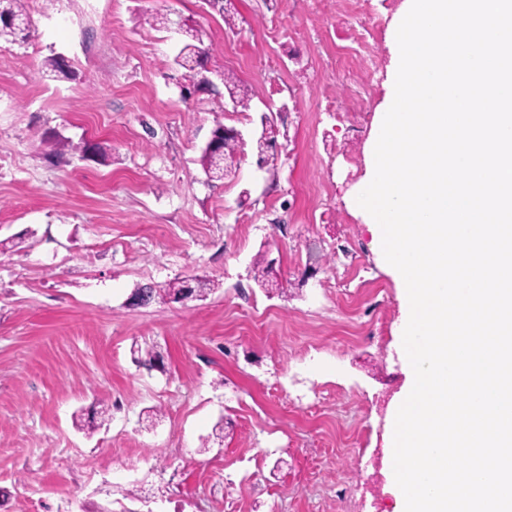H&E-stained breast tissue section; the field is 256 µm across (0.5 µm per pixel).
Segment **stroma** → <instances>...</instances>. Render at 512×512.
I'll return each instance as SVG.
<instances>
[{"label":"stroma","mask_w":512,"mask_h":512,"mask_svg":"<svg viewBox=\"0 0 512 512\" xmlns=\"http://www.w3.org/2000/svg\"><path fill=\"white\" fill-rule=\"evenodd\" d=\"M400 2L365 4L368 71L336 52L344 0H27L28 38L0 49V240L22 241L0 255V512H397L402 307L349 205ZM156 13L201 29L213 88L184 97L182 36ZM59 55L71 77L48 75ZM219 124L245 144L216 181L200 156ZM58 137L105 155L54 158ZM266 252L283 290L252 278ZM184 276L206 295L128 306ZM102 404L109 420L76 427Z\"/></svg>","instance_id":"1"}]
</instances>
